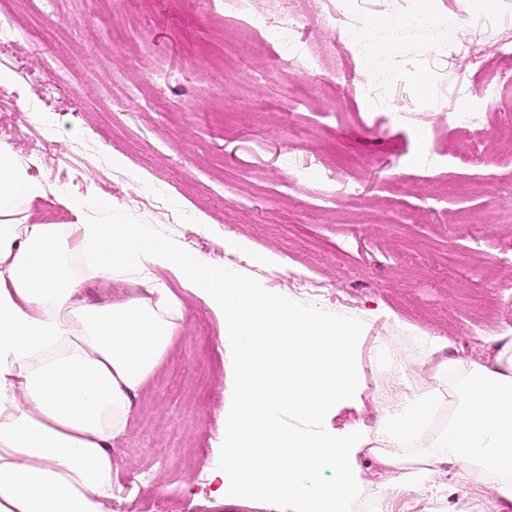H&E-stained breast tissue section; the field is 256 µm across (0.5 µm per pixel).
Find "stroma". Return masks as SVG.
I'll use <instances>...</instances> for the list:
<instances>
[{
  "instance_id": "obj_1",
  "label": "stroma",
  "mask_w": 512,
  "mask_h": 512,
  "mask_svg": "<svg viewBox=\"0 0 512 512\" xmlns=\"http://www.w3.org/2000/svg\"><path fill=\"white\" fill-rule=\"evenodd\" d=\"M11 16L26 30L0 47L13 91L0 99V145L45 187L18 221L70 223L58 202L70 180L73 199H111L94 222L151 225L177 251L356 323L361 402L332 411V426L375 432L405 395L447 385L449 360L492 361L512 333V155L495 145L512 129V84L489 109L476 94L483 73L461 77L435 58L392 70L377 94L396 111L429 109L444 88L448 111L462 101L484 113L476 141L449 128L432 142L410 124H375L340 75L284 73L269 53L226 43L202 0H0V21ZM385 16L376 0L362 7L385 59L403 48L436 56L464 25L452 2L399 38ZM301 91L306 105L289 110ZM433 149L443 166L429 176ZM312 157L323 181L356 180L359 195L327 202L302 185L297 169ZM233 238L276 265L226 247ZM489 257L506 269L495 288L481 283ZM155 279L181 301L183 328L114 442L121 478L139 493L113 512H269L212 503L229 408L220 322L180 272L157 269L124 289L143 296ZM300 279L325 299L297 294ZM420 336L447 346L426 355Z\"/></svg>"
}]
</instances>
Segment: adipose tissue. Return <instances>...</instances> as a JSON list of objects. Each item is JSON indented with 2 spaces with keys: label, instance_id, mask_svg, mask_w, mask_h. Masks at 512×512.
Returning <instances> with one entry per match:
<instances>
[{
  "label": "adipose tissue",
  "instance_id": "obj_1",
  "mask_svg": "<svg viewBox=\"0 0 512 512\" xmlns=\"http://www.w3.org/2000/svg\"><path fill=\"white\" fill-rule=\"evenodd\" d=\"M43 193L0 147V512H112L120 500L112 443L181 329V305L164 286L101 304L81 294L91 280L126 282L154 268L181 271L224 319L237 403L224 422V461L210 473L215 503L355 512L372 494L377 512H393L396 495L435 488L446 464L459 486L512 503V336L493 364L449 361L447 388L413 391L376 433L339 430L327 414L362 387L355 325L182 255L149 225L91 223L90 211L111 208L105 199H63L68 224L14 223L17 207ZM446 399L448 420L430 432ZM285 411L293 424L282 423ZM369 445L382 476L373 487L358 462Z\"/></svg>",
  "mask_w": 512,
  "mask_h": 512
}]
</instances>
